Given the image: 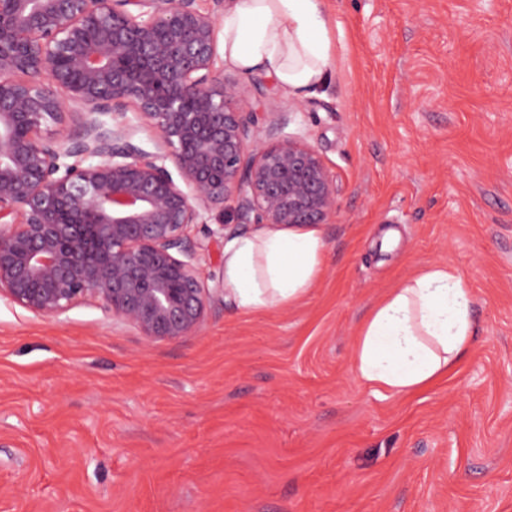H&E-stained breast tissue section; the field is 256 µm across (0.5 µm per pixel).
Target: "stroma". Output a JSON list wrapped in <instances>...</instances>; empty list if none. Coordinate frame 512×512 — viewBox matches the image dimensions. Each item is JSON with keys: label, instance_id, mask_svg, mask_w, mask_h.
<instances>
[{"label": "stroma", "instance_id": "obj_1", "mask_svg": "<svg viewBox=\"0 0 512 512\" xmlns=\"http://www.w3.org/2000/svg\"><path fill=\"white\" fill-rule=\"evenodd\" d=\"M325 10L316 95L224 72L334 177L318 280L263 311L215 298L176 342L0 298V512H512V0ZM438 263L472 292L469 350L420 392H373L363 320Z\"/></svg>", "mask_w": 512, "mask_h": 512}]
</instances>
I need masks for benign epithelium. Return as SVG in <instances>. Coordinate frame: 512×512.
I'll list each match as a JSON object with an SVG mask.
<instances>
[{
  "mask_svg": "<svg viewBox=\"0 0 512 512\" xmlns=\"http://www.w3.org/2000/svg\"><path fill=\"white\" fill-rule=\"evenodd\" d=\"M197 0H0V296L42 317L92 301L151 341L198 331L205 286L186 229L236 201L245 224L336 212L318 152L259 125L220 77ZM224 91L217 92V83ZM155 135L134 141L126 111Z\"/></svg>",
  "mask_w": 512,
  "mask_h": 512,
  "instance_id": "1",
  "label": "benign epithelium"
}]
</instances>
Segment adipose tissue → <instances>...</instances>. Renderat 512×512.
<instances>
[{
    "label": "adipose tissue",
    "mask_w": 512,
    "mask_h": 512,
    "mask_svg": "<svg viewBox=\"0 0 512 512\" xmlns=\"http://www.w3.org/2000/svg\"><path fill=\"white\" fill-rule=\"evenodd\" d=\"M225 67L262 71L294 95L311 94L330 67L321 0H231L218 22ZM317 227L262 228L224 244V294L242 311L294 303L321 273ZM473 297L456 270L432 265L374 306L361 325L354 369L365 385L416 392L447 376L474 335Z\"/></svg>",
    "instance_id": "obj_1"
}]
</instances>
